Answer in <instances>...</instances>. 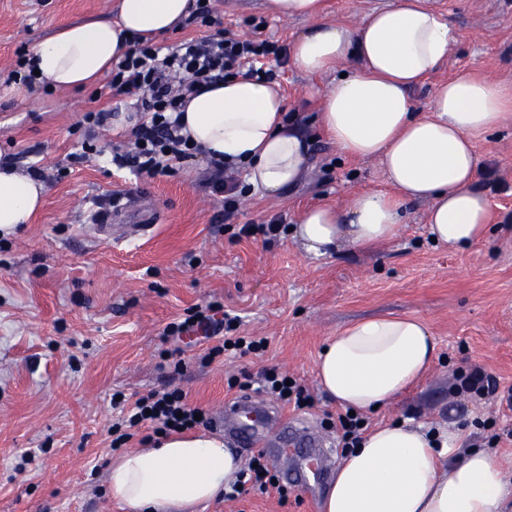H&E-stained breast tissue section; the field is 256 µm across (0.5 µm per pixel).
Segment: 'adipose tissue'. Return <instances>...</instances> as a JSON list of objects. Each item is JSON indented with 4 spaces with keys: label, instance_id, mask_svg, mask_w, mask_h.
<instances>
[{
    "label": "adipose tissue",
    "instance_id": "1",
    "mask_svg": "<svg viewBox=\"0 0 512 512\" xmlns=\"http://www.w3.org/2000/svg\"><path fill=\"white\" fill-rule=\"evenodd\" d=\"M273 13L309 20L288 61L328 78L318 123L346 158L376 160L389 192L360 191L342 207L304 209L293 238L325 256L341 246L374 251L395 239L406 207L427 205L435 243L465 249L492 232L485 195L475 187L477 138L512 118V85L467 71L440 84L426 111L412 91L447 61L456 41L432 0H390L353 26L322 21V0H267ZM194 0H116V19L69 25L38 41L28 60L47 90L96 83L118 63L132 35L179 28ZM182 133L206 157L243 171L247 184L277 198L306 176L310 139L287 116L277 85L238 76L187 99ZM31 173L0 161V233H14L45 203ZM436 358L427 327L409 315L355 320L326 343L316 362L321 390L358 413L390 403L426 375ZM464 429L433 430L410 420L366 431L346 449L319 512H512L507 461L488 448H463ZM240 457L223 440L174 434L155 447L118 455L107 492L126 512H192L234 483Z\"/></svg>",
    "mask_w": 512,
    "mask_h": 512
}]
</instances>
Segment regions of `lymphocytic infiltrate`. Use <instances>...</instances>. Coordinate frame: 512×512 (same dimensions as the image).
Instances as JSON below:
<instances>
[{
	"mask_svg": "<svg viewBox=\"0 0 512 512\" xmlns=\"http://www.w3.org/2000/svg\"><path fill=\"white\" fill-rule=\"evenodd\" d=\"M275 55L286 58L285 47L264 41L256 43L235 38L231 33H215L201 39H187L168 52H160L151 40L136 37L125 56L113 68L109 85L123 95L136 98L139 121L134 127L132 149L115 151L112 163L117 168L137 174L156 175L165 172L170 160L183 159L197 152L196 146L181 134L178 112L186 96L197 93L208 84L237 75L253 63L255 57ZM211 325L213 332H227L224 343L209 348L202 360L211 362L216 356L232 351L242 355L265 350L262 339L239 336L237 317L222 313L220 305L210 304L192 317L169 324L163 340H179L196 326ZM244 389L274 398L283 405L301 410L311 407L312 398L298 383H287L285 375L269 368L247 376ZM453 388L459 394L493 398L512 410V387L500 389L498 382L478 366L454 375ZM113 408L122 412L112 425V450H119L133 439L142 426L154 434L167 435L198 426H210L209 418L199 417L198 407L188 403L178 388L153 390L135 400H113Z\"/></svg>",
	"mask_w": 512,
	"mask_h": 512,
	"instance_id": "obj_1",
	"label": "lymphocytic infiltrate"
}]
</instances>
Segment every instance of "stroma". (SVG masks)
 Segmentation results:
<instances>
[{
  "label": "stroma",
  "mask_w": 512,
  "mask_h": 512,
  "mask_svg": "<svg viewBox=\"0 0 512 512\" xmlns=\"http://www.w3.org/2000/svg\"><path fill=\"white\" fill-rule=\"evenodd\" d=\"M114 0H0V148L48 186L44 207L24 230L0 237V512H124L106 493L115 454L109 427L112 395L131 398L167 385L182 389L208 416L238 398L234 379L266 367L297 378L315 398L294 412L343 450L328 422L338 407L317 385L315 362L326 340L354 320L407 313L421 319L438 345L423 382L366 416L369 426L402 418L454 424L474 420L464 447L484 445V421L512 424L495 401L454 397L458 370L482 367L512 386V123L479 140L477 188L489 205L493 234L463 251L434 244L426 206L409 205L399 236L383 248H349L331 257L305 252L291 234L239 236L242 224L276 214L295 221L313 205L344 206L356 191L385 190L376 161L337 154L318 123L309 78L275 57L264 61L313 137L311 172L279 200L246 193L233 217L224 197L205 190L203 158L171 175L138 176L113 168V148L131 132L89 125L100 109L133 111L107 79L81 91L5 92L17 54L71 23L109 15ZM264 0H212L224 28L255 41L291 45L307 26L272 16ZM458 33L445 65L414 90L424 107L452 75L475 69L512 84V0H434ZM97 153L73 162L86 140ZM122 197V224L152 221V230L120 242L101 239L92 214ZM218 302L241 315L239 335L267 339L264 355L201 363L206 344L187 347V368L174 373L161 353L170 322ZM34 453L23 463L24 453ZM325 489L292 488L287 498L249 492L217 499L196 512H318Z\"/></svg>",
  "instance_id": "35a3bbf8"
}]
</instances>
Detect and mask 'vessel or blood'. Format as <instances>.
Masks as SVG:
<instances>
[{
	"label": "vessel or blood",
	"mask_w": 512,
	"mask_h": 512,
	"mask_svg": "<svg viewBox=\"0 0 512 512\" xmlns=\"http://www.w3.org/2000/svg\"><path fill=\"white\" fill-rule=\"evenodd\" d=\"M216 426L238 447L269 446L274 458L286 461L284 473L291 485L307 487L325 476L329 450L306 427L288 421L257 397L225 404Z\"/></svg>",
	"instance_id": "1"
}]
</instances>
